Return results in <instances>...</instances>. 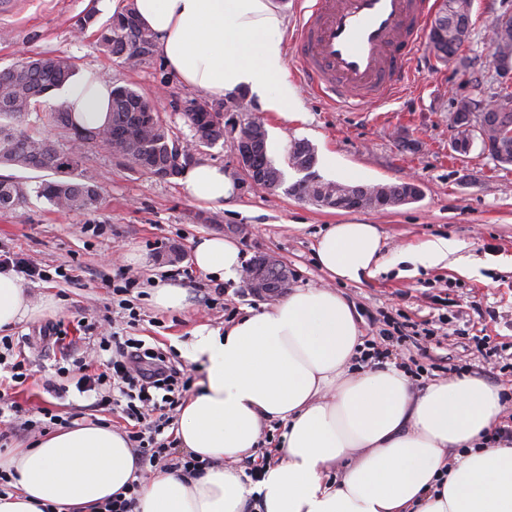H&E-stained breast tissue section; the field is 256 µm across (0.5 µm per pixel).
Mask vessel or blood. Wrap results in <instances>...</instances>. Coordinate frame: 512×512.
Instances as JSON below:
<instances>
[{"mask_svg":"<svg viewBox=\"0 0 512 512\" xmlns=\"http://www.w3.org/2000/svg\"><path fill=\"white\" fill-rule=\"evenodd\" d=\"M432 10L431 0H312L295 41L306 85L357 109L386 98L407 83Z\"/></svg>","mask_w":512,"mask_h":512,"instance_id":"1","label":"vessel or blood"}]
</instances>
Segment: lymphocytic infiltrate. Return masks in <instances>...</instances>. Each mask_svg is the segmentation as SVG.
Listing matches in <instances>:
<instances>
[{"label": "lymphocytic infiltrate", "instance_id": "obj_1", "mask_svg": "<svg viewBox=\"0 0 512 512\" xmlns=\"http://www.w3.org/2000/svg\"><path fill=\"white\" fill-rule=\"evenodd\" d=\"M0 269L14 271L29 281L52 279L67 284L72 280L66 266L50 270L7 250L0 252ZM99 347L113 353L103 372L90 373L83 359L70 361L80 373L76 382L79 392L96 393V406L119 408L133 421L128 441L140 464L151 473L179 471L192 476L202 471L204 462L177 453L172 442L162 437L173 423L174 411L193 387L192 375L163 349L145 346L142 340L116 331L102 337Z\"/></svg>", "mask_w": 512, "mask_h": 512}]
</instances>
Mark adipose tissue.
I'll list each match as a JSON object with an SVG mask.
<instances>
[{"mask_svg": "<svg viewBox=\"0 0 512 512\" xmlns=\"http://www.w3.org/2000/svg\"><path fill=\"white\" fill-rule=\"evenodd\" d=\"M129 5L186 85L217 97L246 90L269 112L291 106L274 0H112V11ZM84 84L75 79L52 100L103 127L112 86ZM182 185L208 204L234 193L223 170L204 162L185 170ZM316 256L343 282L384 266L371 224L330 226ZM192 261L220 282L243 267L237 244L216 236L196 241ZM40 315L16 274L0 270V331ZM362 345L353 308L329 288L296 289L221 332L200 327L192 358L206 362L203 389L182 406L175 435L209 468L142 480L110 423L59 428L0 455V470L16 473L0 512H91L135 480L137 512H512V445L482 443L505 408L501 387L464 375L417 391L396 364L354 370ZM272 422L283 429L277 461L255 480L239 463L255 456Z\"/></svg>", "mask_w": 512, "mask_h": 512, "instance_id": "adipose-tissue-1", "label": "adipose tissue"}]
</instances>
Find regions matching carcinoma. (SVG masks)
Masks as SVG:
<instances>
[{
	"instance_id": "carcinoma-1",
	"label": "carcinoma",
	"mask_w": 512,
	"mask_h": 512,
	"mask_svg": "<svg viewBox=\"0 0 512 512\" xmlns=\"http://www.w3.org/2000/svg\"><path fill=\"white\" fill-rule=\"evenodd\" d=\"M460 9L466 18H471L472 0H444L441 11L435 18L440 22L450 16L452 9ZM116 17L96 30L97 41L108 55L123 63L135 66L145 59L146 54L137 50L129 41L123 27L115 23ZM22 65L11 66L0 71V166L15 167L23 170L53 171L57 174H70L80 165V149L70 147L66 150L47 149L52 140L42 134L30 133L28 117L39 103L55 90L69 83L75 75L74 64L70 58L59 55H26L21 58ZM112 112L108 124L96 130L77 124L72 113L59 107L49 109V121L55 126L72 131L83 140L106 131L121 133L117 147L131 159L129 167L154 176L162 173L167 179L180 177L183 170L166 171L163 166L168 155V146L175 145L180 138L171 134L161 119H156L148 127L141 113L152 112L151 102L138 91L127 87L112 88ZM184 117L198 139H207L210 147L220 140L221 130H206L203 113L186 112ZM287 162L306 169L305 176L290 187L294 192L310 177H319L313 170L317 157L314 148L304 140L290 142L286 154ZM46 199L52 206L67 211L91 212L100 202V186L97 175L82 170L78 180L60 179L41 180L34 184L28 180L0 177V210L12 211L24 205L31 194Z\"/></svg>"
}]
</instances>
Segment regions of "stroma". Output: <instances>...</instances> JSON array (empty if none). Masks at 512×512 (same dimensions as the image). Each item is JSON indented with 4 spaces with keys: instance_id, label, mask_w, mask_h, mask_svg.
I'll list each match as a JSON object with an SVG mask.
<instances>
[{
    "instance_id": "obj_1",
    "label": "stroma",
    "mask_w": 512,
    "mask_h": 512,
    "mask_svg": "<svg viewBox=\"0 0 512 512\" xmlns=\"http://www.w3.org/2000/svg\"><path fill=\"white\" fill-rule=\"evenodd\" d=\"M96 3L12 0L9 9L0 12V71L25 53L68 55L77 74L96 73L112 85L136 89L154 101L175 135L189 137L179 106L202 98V90L183 84L160 53L131 67L103 53L94 31L77 34L76 19L96 9ZM509 11L512 0H474L473 30L463 62H443L429 45H422L411 62L408 85L388 103L365 110L346 109L317 96L301 77L293 45H286L284 77L295 90L293 107L302 112V119H285L265 111L256 98L248 100L252 116L265 124L269 156L284 171L283 187L257 189L238 170L228 137L205 149L201 158L222 167L236 193L224 204H203L188 197L179 180L163 181L132 170L94 139L85 143L82 159L100 183L101 202L95 211L68 212L35 197L17 210L0 211V249L44 266L70 265L77 274L65 287L40 280L21 283L33 301L49 297L54 302L41 321L23 322L12 331L27 339L30 376L14 398L28 409L30 419H38L43 409L63 417L79 411L84 421L103 418L121 432L130 431L122 413L90 408L89 398L76 389L74 375H56L61 356L70 351L96 369L110 360V352L99 350L98 343L116 313L101 277L120 265L139 276L144 290L134 337L171 352L195 380H202L200 363L186 355L196 329L224 328L225 309L239 316L265 302L244 282L229 281L224 285V307H205L203 297L215 285L207 274L194 270L190 255L195 242L207 236L233 240L247 262L261 253L276 255L287 264L292 287L336 290L353 306L363 339H377L384 312L401 313L432 330L426 354L417 359L427 371L415 378L416 387L443 379L437 367L442 357L489 384H511L512 166L498 167L478 145L467 157H456L450 149L454 131L449 121L457 97L484 98L491 28ZM294 139L314 146L315 170L324 180L345 184L354 178L362 185H377L413 178L423 194L416 202L385 211L327 210L299 200L286 190L300 178L286 159V147ZM408 140L414 149H405ZM346 223L376 226L387 265L375 277L343 284L320 267L315 245L321 232L328 225ZM86 224L102 225V235L83 233ZM439 236L459 245L446 265L427 268L403 260L406 247ZM172 248L184 256L181 268L192 273L191 279L176 280L189 293L188 307L176 313L156 309L149 298L167 268L159 256ZM132 253L138 262H129ZM81 319L95 323L96 332L80 331ZM57 320L68 325L63 340L42 338L41 323ZM480 337L487 338L492 353L477 348ZM56 379L66 385L65 395L48 391V382Z\"/></svg>"
}]
</instances>
